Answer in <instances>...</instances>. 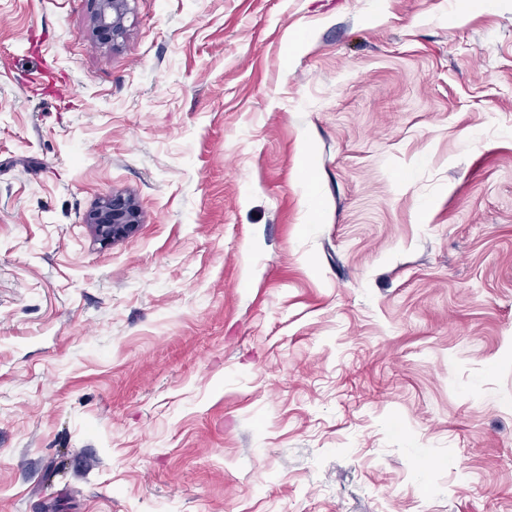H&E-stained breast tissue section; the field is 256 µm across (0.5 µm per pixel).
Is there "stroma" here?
Wrapping results in <instances>:
<instances>
[{
	"label": "stroma",
	"mask_w": 512,
	"mask_h": 512,
	"mask_svg": "<svg viewBox=\"0 0 512 512\" xmlns=\"http://www.w3.org/2000/svg\"><path fill=\"white\" fill-rule=\"evenodd\" d=\"M96 12L0 0V512H512V0ZM96 34L102 40L114 42L124 29L128 0H97ZM140 220L139 206L132 198L112 194L98 201L85 223L96 240L108 244L133 233Z\"/></svg>",
	"instance_id": "obj_1"
}]
</instances>
